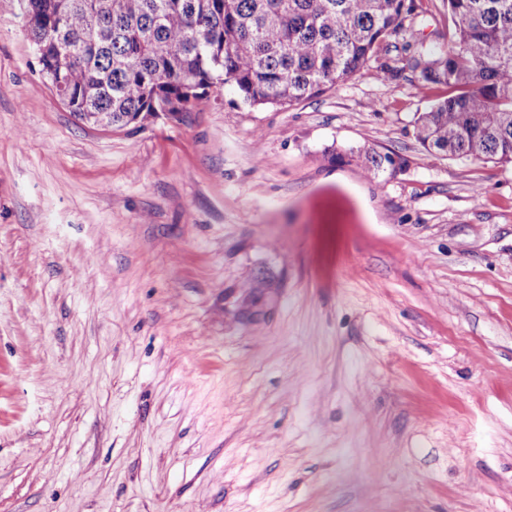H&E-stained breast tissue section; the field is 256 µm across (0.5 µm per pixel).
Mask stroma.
<instances>
[{"label": "stroma", "instance_id": "35a3bbf8", "mask_svg": "<svg viewBox=\"0 0 512 512\" xmlns=\"http://www.w3.org/2000/svg\"><path fill=\"white\" fill-rule=\"evenodd\" d=\"M447 95L107 132L0 0V512H512V164L417 142ZM359 158L363 159L364 171L371 178H376L387 168H395L402 164L400 158L394 154L380 153L368 148H364L362 152L360 150Z\"/></svg>", "mask_w": 512, "mask_h": 512}]
</instances>
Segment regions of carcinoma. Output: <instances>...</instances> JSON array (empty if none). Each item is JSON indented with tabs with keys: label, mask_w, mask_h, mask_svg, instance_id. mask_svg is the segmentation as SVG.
I'll use <instances>...</instances> for the list:
<instances>
[{
	"label": "carcinoma",
	"mask_w": 512,
	"mask_h": 512,
	"mask_svg": "<svg viewBox=\"0 0 512 512\" xmlns=\"http://www.w3.org/2000/svg\"><path fill=\"white\" fill-rule=\"evenodd\" d=\"M446 47L399 65L417 0H25L41 72L79 120L119 131L164 99L182 111L227 81L251 106L290 107L374 68L405 71L448 97L414 136L451 158L512 163V0H446ZM371 177L400 164L359 153Z\"/></svg>",
	"instance_id": "carcinoma-1"
}]
</instances>
